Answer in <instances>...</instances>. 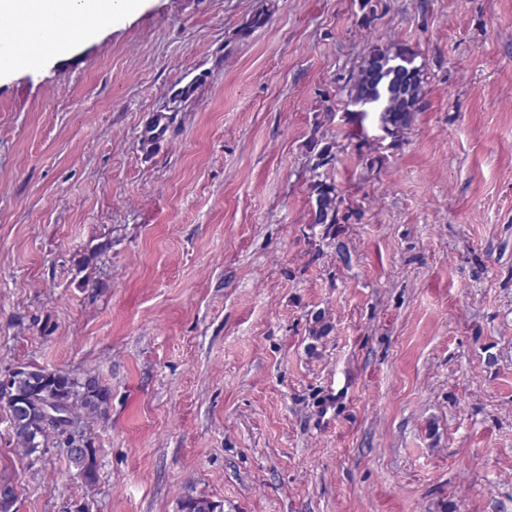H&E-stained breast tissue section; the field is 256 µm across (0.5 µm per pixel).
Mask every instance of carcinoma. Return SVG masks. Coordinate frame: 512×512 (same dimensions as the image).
Returning <instances> with one entry per match:
<instances>
[{
    "label": "carcinoma",
    "mask_w": 512,
    "mask_h": 512,
    "mask_svg": "<svg viewBox=\"0 0 512 512\" xmlns=\"http://www.w3.org/2000/svg\"><path fill=\"white\" fill-rule=\"evenodd\" d=\"M398 58L401 67L415 72L414 81L400 98L387 99L379 92V87L369 83L371 64L387 65ZM418 53L403 43H392L382 48L369 47L367 54L357 68V72L345 78L346 105L354 98L371 97L358 112L359 121H364L370 112L378 113L377 119L383 131L393 142L400 141L414 122L416 112L424 95V65L416 63ZM308 164L312 172L309 184L310 223L324 225L330 229L348 221L356 211L340 210L343 199L339 195L335 179L327 175L335 167L337 159L336 143L311 137L307 144ZM110 402V390L98 376L86 373L75 376L61 370H49L35 364H26L13 375L9 385L0 383V405L14 417L12 435L18 450L25 456L44 453L47 448H69L76 450L66 454L69 466L76 470L81 482L92 487L98 476L96 470V449L89 436L75 446L65 438L64 430L43 425V411L68 413L79 418L84 426L106 416Z\"/></svg>",
    "instance_id": "obj_1"
}]
</instances>
